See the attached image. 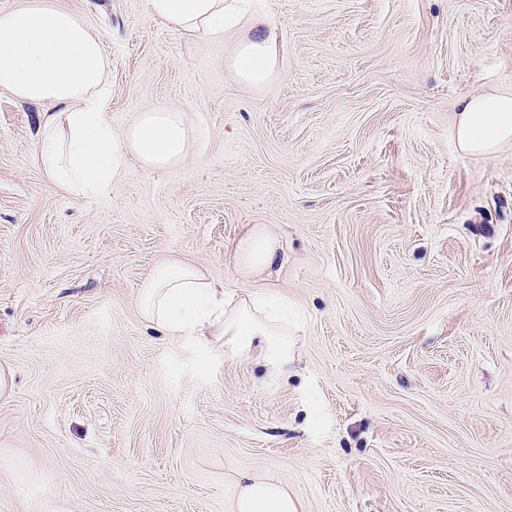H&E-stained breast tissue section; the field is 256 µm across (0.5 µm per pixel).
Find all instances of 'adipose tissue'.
<instances>
[{"label":"adipose tissue","instance_id":"1","mask_svg":"<svg viewBox=\"0 0 512 512\" xmlns=\"http://www.w3.org/2000/svg\"><path fill=\"white\" fill-rule=\"evenodd\" d=\"M143 15L198 40L218 39L245 22L257 34L230 60L238 77L260 85L276 73L274 35L266 18L248 14L243 0H141ZM110 58L86 21L52 0H22L0 9V89L20 101L45 105L40 113L38 159L51 185L69 196L96 194L117 181L130 161L164 170L180 164L197 138L174 107L135 114L122 133L109 116ZM456 143L468 154L491 156L512 143V92L471 95L456 114ZM278 240L257 229L240 249L243 273H261L279 261ZM142 317L167 336L223 337L225 353L255 356L270 371L285 372L295 340L282 307L256 296L236 305L199 266L173 256L157 264L139 293ZM228 512H302L298 496L276 479L240 474Z\"/></svg>","mask_w":512,"mask_h":512}]
</instances>
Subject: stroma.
Here are the masks:
<instances>
[{
  "label": "stroma",
  "mask_w": 512,
  "mask_h": 512,
  "mask_svg": "<svg viewBox=\"0 0 512 512\" xmlns=\"http://www.w3.org/2000/svg\"><path fill=\"white\" fill-rule=\"evenodd\" d=\"M99 35L110 116L185 112L177 167L49 186L39 107L0 91V512H227L240 474L303 512H512V146L461 153L467 95L512 91V0H249L278 71L140 0H58ZM280 242L243 277L240 243ZM287 300L286 375L138 310L171 255ZM229 64L238 77L247 83L260 85L267 82L277 69V49L273 33H257L250 40L240 43Z\"/></svg>",
  "instance_id": "1"
}]
</instances>
